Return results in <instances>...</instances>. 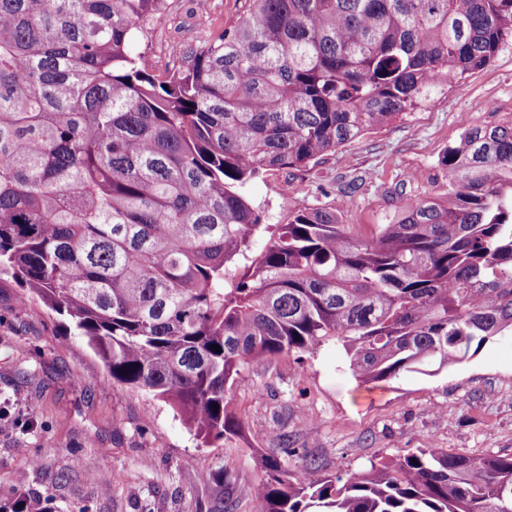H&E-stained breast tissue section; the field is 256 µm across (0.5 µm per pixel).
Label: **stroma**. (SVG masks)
<instances>
[{"label":"stroma","mask_w":512,"mask_h":512,"mask_svg":"<svg viewBox=\"0 0 512 512\" xmlns=\"http://www.w3.org/2000/svg\"><path fill=\"white\" fill-rule=\"evenodd\" d=\"M246 0H167L159 28L134 52L157 74L181 68L190 48L233 25ZM512 118V40L495 61L322 164L270 171L250 188L265 223L289 208L332 207L368 239L415 198L443 194L438 165L466 126ZM230 406L245 437L200 446L164 402L108 381L86 343L67 335L39 302L21 303L0 275V502L47 498L50 512H213L203 471L239 482L265 474L271 439L292 435L318 458L319 476L364 469L432 445L460 454L512 452V336L490 338L462 363L362 384L328 343L312 355L283 354L242 370Z\"/></svg>","instance_id":"stroma-1"}]
</instances>
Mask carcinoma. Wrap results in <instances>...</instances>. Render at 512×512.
Segmentation results:
<instances>
[{
    "mask_svg": "<svg viewBox=\"0 0 512 512\" xmlns=\"http://www.w3.org/2000/svg\"><path fill=\"white\" fill-rule=\"evenodd\" d=\"M162 2L0 0V273L112 382L206 447L242 437L228 395L261 361L334 340L383 382L512 335V118L464 127L439 159L448 190L368 240L334 209L265 224L245 191L490 65L512 0H248L164 78L131 53ZM277 440L266 477L206 476L225 512H512V453L430 446L320 479Z\"/></svg>",
    "mask_w": 512,
    "mask_h": 512,
    "instance_id": "1",
    "label": "carcinoma"
}]
</instances>
